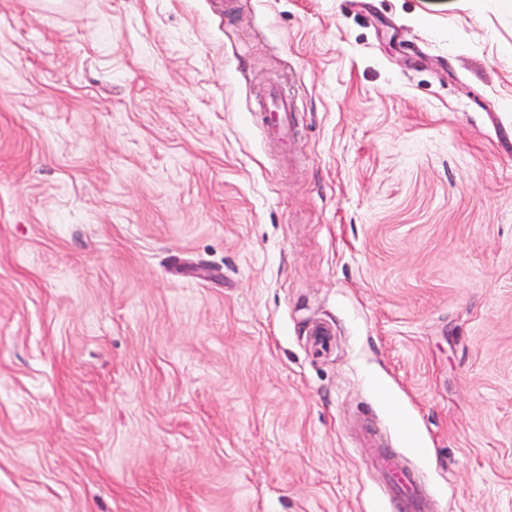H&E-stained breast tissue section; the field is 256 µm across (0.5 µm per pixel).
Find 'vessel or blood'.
<instances>
[{
	"mask_svg": "<svg viewBox=\"0 0 512 512\" xmlns=\"http://www.w3.org/2000/svg\"><path fill=\"white\" fill-rule=\"evenodd\" d=\"M261 110L265 114L267 135L282 146H289L295 125L293 100L287 93L273 88L266 93ZM358 454L374 477L383 503L391 505L394 512H429L423 475L413 467L398 465L393 450L385 447L377 431L365 432Z\"/></svg>",
	"mask_w": 512,
	"mask_h": 512,
	"instance_id": "1",
	"label": "vessel or blood"
}]
</instances>
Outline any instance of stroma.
I'll return each mask as SVG.
<instances>
[{"instance_id":"35a3bbf8","label":"stroma","mask_w":512,"mask_h":512,"mask_svg":"<svg viewBox=\"0 0 512 512\" xmlns=\"http://www.w3.org/2000/svg\"><path fill=\"white\" fill-rule=\"evenodd\" d=\"M370 425L512 512V0H0V512H386ZM266 134L285 149L293 140L295 105L287 93L278 88L270 89L261 104Z\"/></svg>"}]
</instances>
